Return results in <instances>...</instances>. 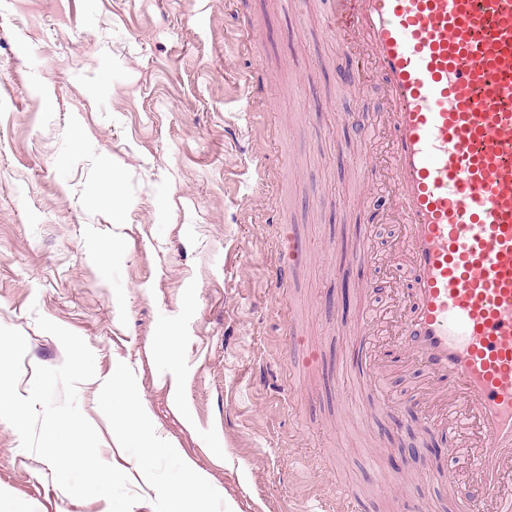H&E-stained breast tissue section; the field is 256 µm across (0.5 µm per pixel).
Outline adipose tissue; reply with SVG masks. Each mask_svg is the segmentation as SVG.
Masks as SVG:
<instances>
[{
	"label": "adipose tissue",
	"mask_w": 512,
	"mask_h": 512,
	"mask_svg": "<svg viewBox=\"0 0 512 512\" xmlns=\"http://www.w3.org/2000/svg\"><path fill=\"white\" fill-rule=\"evenodd\" d=\"M103 393L107 401L119 405L115 414L117 434L122 441L137 449L139 471L144 480H151L149 463L157 454L164 453L178 459V480L162 488L167 512H205L208 501L217 494L216 487L206 472L180 458L178 449L158 434L141 393L124 368L113 370Z\"/></svg>",
	"instance_id": "obj_1"
}]
</instances>
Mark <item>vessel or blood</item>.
Wrapping results in <instances>:
<instances>
[{"instance_id":"b4317fda","label":"vessel or blood","mask_w":512,"mask_h":512,"mask_svg":"<svg viewBox=\"0 0 512 512\" xmlns=\"http://www.w3.org/2000/svg\"><path fill=\"white\" fill-rule=\"evenodd\" d=\"M353 2L332 33L387 101L381 160L352 175L387 183L381 221L401 227L395 359L428 379L425 427L469 471L437 473L456 512H512V0ZM377 261L366 239L347 258Z\"/></svg>"}]
</instances>
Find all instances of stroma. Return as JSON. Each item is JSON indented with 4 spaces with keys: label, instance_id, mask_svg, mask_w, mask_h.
Segmentation results:
<instances>
[{
    "label": "stroma",
    "instance_id": "stroma-1",
    "mask_svg": "<svg viewBox=\"0 0 512 512\" xmlns=\"http://www.w3.org/2000/svg\"><path fill=\"white\" fill-rule=\"evenodd\" d=\"M336 0H7L0 7V325L27 340L18 383L57 367L64 349L37 316L78 334L96 376L78 405L101 459L160 512L157 488L179 465L161 456L144 482L102 406L112 367L127 363L158 429L219 488L210 512H332L337 484L367 512H451L423 448L429 412L417 368L363 383L352 361L363 320L392 295L354 292L337 305L342 258L369 236L385 274L393 224L366 221L386 184L356 183L352 161L380 155L379 84L336 82L355 62L325 30ZM263 20L262 37L245 31ZM273 87L248 111L243 79ZM50 80L49 93L40 90ZM368 125L337 127V111ZM120 185V202L103 194ZM307 253L275 287L285 233ZM108 252L100 267L95 257ZM302 344L284 349L287 327ZM178 338L181 406L169 394L157 336ZM318 365L306 371V348ZM0 494L10 512H109L77 499L0 421Z\"/></svg>",
    "mask_w": 512,
    "mask_h": 512
}]
</instances>
